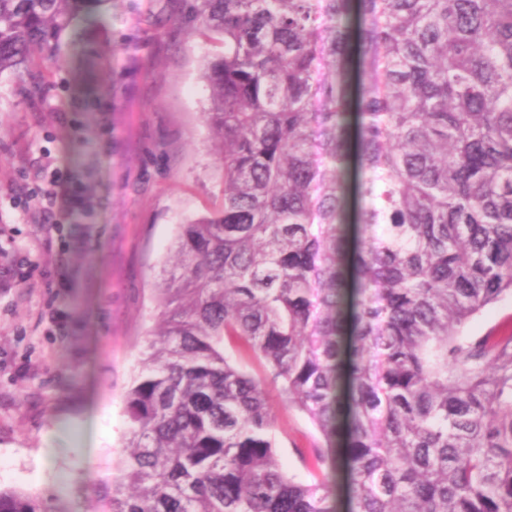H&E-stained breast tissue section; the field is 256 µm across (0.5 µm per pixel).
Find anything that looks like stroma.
Wrapping results in <instances>:
<instances>
[{
    "label": "stroma",
    "mask_w": 512,
    "mask_h": 512,
    "mask_svg": "<svg viewBox=\"0 0 512 512\" xmlns=\"http://www.w3.org/2000/svg\"><path fill=\"white\" fill-rule=\"evenodd\" d=\"M221 50L181 0H112L104 28L77 23L37 80L0 76V489L51 512H112L156 283L179 224L222 193L201 74ZM34 159L78 193L55 229L30 194ZM269 406L283 468L311 482L298 451L322 435L277 390Z\"/></svg>",
    "instance_id": "35a3bbf8"
}]
</instances>
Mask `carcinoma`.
<instances>
[{
  "label": "carcinoma",
  "instance_id": "carcinoma-1",
  "mask_svg": "<svg viewBox=\"0 0 512 512\" xmlns=\"http://www.w3.org/2000/svg\"><path fill=\"white\" fill-rule=\"evenodd\" d=\"M112 0H0V74ZM221 203L180 225L125 395L112 512H335L267 386L339 446L349 512H512V0H191ZM234 341L256 378L224 353ZM0 512H48L0 490ZM512 323V300L507 299L485 309L468 327L471 335H481L505 321ZM269 406L283 433L280 437L281 448H278L283 468L297 481L311 482L316 470L311 465H305L295 448L324 445L322 435L306 416L288 408L275 389H270Z\"/></svg>",
  "mask_w": 512,
  "mask_h": 512
}]
</instances>
